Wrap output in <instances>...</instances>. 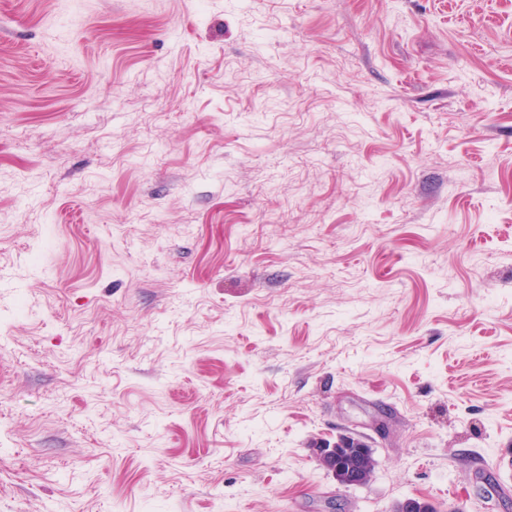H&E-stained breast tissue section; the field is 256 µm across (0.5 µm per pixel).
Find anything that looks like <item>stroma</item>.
Here are the masks:
<instances>
[{"label":"stroma","mask_w":512,"mask_h":512,"mask_svg":"<svg viewBox=\"0 0 512 512\" xmlns=\"http://www.w3.org/2000/svg\"><path fill=\"white\" fill-rule=\"evenodd\" d=\"M509 450L512 0H0V512H512ZM336 448H339V453L336 455ZM352 448H356L360 452L368 451L370 448L366 443L360 440L358 437L343 435L340 436L336 444L324 443L316 448L319 457L324 458L320 460L321 464L327 469L338 466L336 471V481L347 486L348 483L359 481V476L364 474L365 483L371 477L376 461L373 453H370L366 457H358L352 454ZM336 455L337 459L334 462L326 460L327 458H334ZM355 477V479H351Z\"/></svg>","instance_id":"35a3bbf8"}]
</instances>
